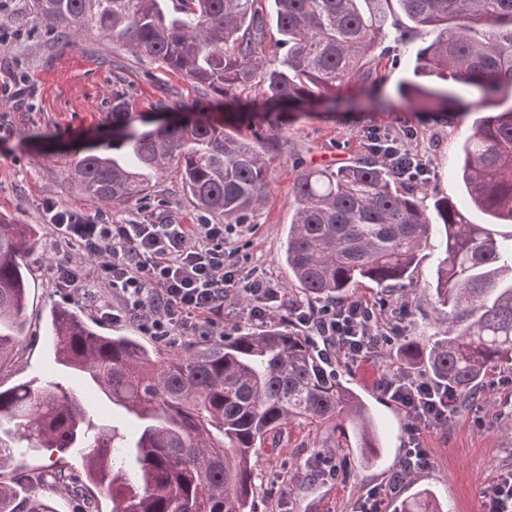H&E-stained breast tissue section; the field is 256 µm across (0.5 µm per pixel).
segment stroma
<instances>
[{"label": "stroma", "mask_w": 512, "mask_h": 512, "mask_svg": "<svg viewBox=\"0 0 512 512\" xmlns=\"http://www.w3.org/2000/svg\"><path fill=\"white\" fill-rule=\"evenodd\" d=\"M30 4L31 0H11L13 14L0 15V93L17 87L22 90L18 103H0V214L40 229V247L28 260L26 337L14 361L0 368V387L33 380L61 383L85 399L95 422L128 437L133 433L129 416L56 364L50 315L56 307L74 306L85 323L103 334L135 336L139 330L129 323L101 319L93 302L72 299L68 290L57 287L52 267L64 256L58 253L53 232L45 222L43 203L51 199L115 221L167 215L183 224L214 223V216L186 198L175 171L158 178L147 199L117 205L82 195L72 185L66 163L75 151L110 136V112L118 95L128 100L133 112L151 111L162 97L173 103L195 100L199 103L196 116L243 129L254 116L203 102L201 92L179 72L139 59L96 34L63 45L53 32L34 20ZM378 62L386 80L374 91H341L339 110L321 107L309 116L274 128L283 150L269 156L268 196L254 223L238 227L226 244L240 283L261 273L278 283L288 299H297L282 259L293 215L292 187L306 169L337 168L366 156L363 137L375 127L414 130L411 147L428 168L425 205L446 197L466 212L471 223H490V216L470 203L457 174L460 147L470 127L480 120V113L449 117L422 111L400 98L396 84L400 78L411 77L414 69V57L404 45L392 44ZM442 258L438 238H431L421 251L412 280L391 289L366 282L354 290L353 297L372 304L388 297V308L380 312L385 323L390 320L391 308L408 302L411 313L402 323L405 335L429 343L444 330L434 312L436 272ZM383 365L380 358L355 363L339 355L331 361L332 369L374 410L384 445L379 460L365 466L355 449L337 447L330 430L288 424L273 431L257 450L255 512H358L364 490L372 486L385 488L391 504L427 488L436 494L446 512H480L481 488L499 473L512 470V383H503L500 374L490 375L477 404L463 408L447 426L421 428L419 439L428 451L429 462L403 477L399 471L410 438L411 419L380 391ZM327 446L332 447L341 469L333 478L315 470ZM15 455V463L0 466V481L13 479L20 467L35 474L53 469L63 478L43 485L41 494L55 512H78L79 501L72 489L85 485L86 477L77 450L19 448Z\"/></svg>", "instance_id": "stroma-1"}]
</instances>
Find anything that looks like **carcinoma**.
I'll return each mask as SVG.
<instances>
[{
	"label": "carcinoma",
	"mask_w": 512,
	"mask_h": 512,
	"mask_svg": "<svg viewBox=\"0 0 512 512\" xmlns=\"http://www.w3.org/2000/svg\"><path fill=\"white\" fill-rule=\"evenodd\" d=\"M260 0H32L36 19L55 33L95 32L132 54L181 73L224 103L262 96L272 111L304 116L336 104L351 85L381 83L373 51L391 30L403 45L391 0H270L280 65L261 57L267 29ZM432 35L415 53V74L451 79L477 92L465 102L444 89L411 85L433 112H481L512 98V0H396ZM278 140L256 124L250 135L190 119L156 124L112 107V140L74 154L69 176L81 193L118 204L137 202L154 176L176 166L184 193L226 224H251L270 186L266 156ZM461 178L472 202L512 224V108L472 127L461 146ZM419 185L403 183L375 155L338 168L304 171L293 186L285 261L309 297L347 300L359 284L395 286L411 278L434 226L444 234L435 306L445 325L430 344L399 343L409 368L464 398L491 373L512 374V234L499 239L472 224L448 198L427 212ZM38 247L29 224L0 214V367L24 329L28 259ZM58 364L81 376L135 419L125 444L94 427L81 397L55 382L0 389V463L15 445L84 450L89 481L112 496V512H254L255 448L292 421L328 427L336 447L359 448L369 463L382 450L369 406L329 365L317 345L282 326L244 327L166 355L137 336H103L80 311L51 315ZM23 487L0 482V512H53ZM393 512H441L428 490Z\"/></svg>",
	"instance_id": "obj_1"
}]
</instances>
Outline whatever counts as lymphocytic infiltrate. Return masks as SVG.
I'll use <instances>...</instances> for the list:
<instances>
[{
    "label": "lymphocytic infiltrate",
    "mask_w": 512,
    "mask_h": 512,
    "mask_svg": "<svg viewBox=\"0 0 512 512\" xmlns=\"http://www.w3.org/2000/svg\"><path fill=\"white\" fill-rule=\"evenodd\" d=\"M410 138L407 132L377 129L366 135L369 148L400 179L416 183L427 170ZM44 211L57 246L75 256L74 261L55 265L58 285L92 300L102 318L135 324L161 340L188 327L209 336L223 335L219 318L233 278L224 261L230 225L179 224L170 219L114 224L52 200ZM245 293L251 321L285 316L303 335L320 337L324 352L342 353L356 363L377 354L383 331L376 305L358 300L322 305L290 302L277 283L262 276L253 277ZM379 387L413 420L403 473L425 467L428 454L419 442V430L453 420L456 393L392 368L383 369Z\"/></svg>",
    "instance_id": "lymphocytic-infiltrate-1"
}]
</instances>
